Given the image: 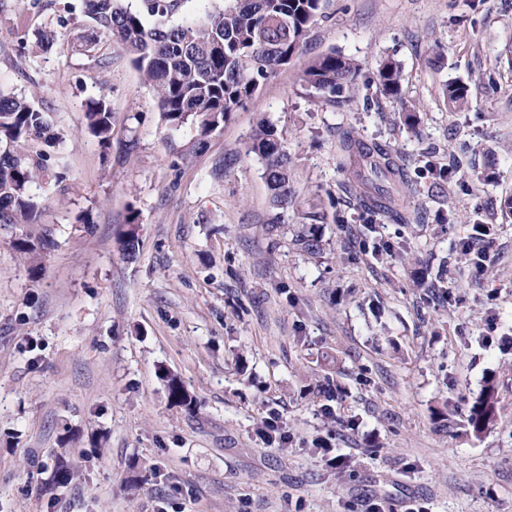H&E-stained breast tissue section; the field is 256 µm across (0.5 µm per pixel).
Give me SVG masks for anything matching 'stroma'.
Returning <instances> with one entry per match:
<instances>
[{"mask_svg":"<svg viewBox=\"0 0 512 512\" xmlns=\"http://www.w3.org/2000/svg\"><path fill=\"white\" fill-rule=\"evenodd\" d=\"M88 26L81 0H0V89L37 94L64 135L47 165L66 172L39 193L40 225L0 227V512H512V0H328L206 136L169 127L117 48L79 50ZM45 27L55 47L19 57ZM333 49L362 69L329 102L301 76ZM386 58L397 98L378 85ZM101 93L107 150L84 121ZM262 117L292 158L281 212L246 153ZM350 131L402 165L399 219L352 189ZM476 224L479 277L461 249ZM43 227L59 246L34 274L12 242ZM310 229L313 254L294 243ZM168 373L197 408L170 400ZM488 379L500 418L476 436L463 419ZM60 463L80 479L54 485ZM377 79L384 93L397 95L402 81L400 66L394 60L384 61L378 68ZM139 214L135 209H129L125 223L118 231V237L122 245V250L131 254L136 251L138 246Z\"/></svg>","mask_w":512,"mask_h":512,"instance_id":"obj_1","label":"stroma"}]
</instances>
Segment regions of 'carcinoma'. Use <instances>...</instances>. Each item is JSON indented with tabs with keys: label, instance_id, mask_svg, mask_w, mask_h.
Wrapping results in <instances>:
<instances>
[{
	"label": "carcinoma",
	"instance_id": "1",
	"mask_svg": "<svg viewBox=\"0 0 512 512\" xmlns=\"http://www.w3.org/2000/svg\"><path fill=\"white\" fill-rule=\"evenodd\" d=\"M178 2L144 0L146 11L142 12L124 0H83L92 29L80 36V43L92 49L103 41L111 42L129 57L154 93L166 124L178 128L194 121L202 133L210 134L244 108L299 52L321 15L323 0H224L195 19L174 25L147 24L148 16L173 15ZM54 44L55 32L40 29L33 42L22 39L19 54L48 51ZM359 70L356 60L332 50L309 64L302 81L331 101L353 87ZM377 79L384 93L398 94L400 66L393 60L384 61ZM446 97L450 104L462 108L468 104V89L451 84ZM85 121L98 145L108 149L114 115L106 96L87 100ZM61 139L37 95L0 92V225L38 223L40 205L34 189L48 178L46 148ZM340 148L368 189L367 202L392 217L399 216L392 203L404 184V174L390 150L367 144L351 132L342 137ZM251 153L264 163L271 207L288 208L294 197L292 159L283 135L270 120L257 121L246 151ZM138 231L139 214L131 208L118 231L125 253L136 251ZM12 245L35 272L41 269L43 255L54 251L58 242L46 230L33 239H16ZM168 392L174 403L189 409L196 406L175 377L168 379ZM498 404L496 386L489 379L469 408L465 419L468 431L478 436L493 426L499 417Z\"/></svg>",
	"mask_w": 512,
	"mask_h": 512
}]
</instances>
